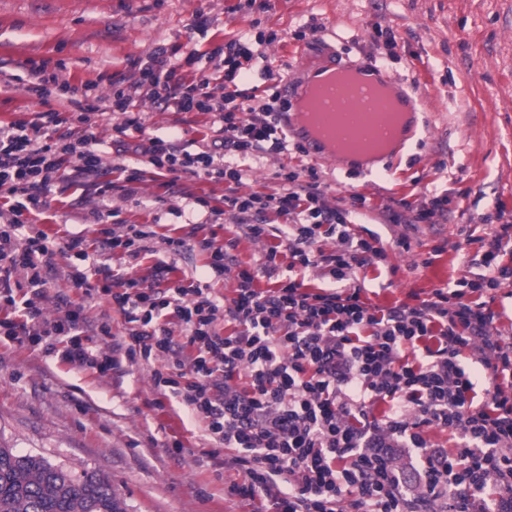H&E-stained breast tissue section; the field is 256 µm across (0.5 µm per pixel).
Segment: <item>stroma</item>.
I'll return each mask as SVG.
<instances>
[{
    "label": "stroma",
    "instance_id": "obj_1",
    "mask_svg": "<svg viewBox=\"0 0 512 512\" xmlns=\"http://www.w3.org/2000/svg\"><path fill=\"white\" fill-rule=\"evenodd\" d=\"M0 0V60L9 81H0V123L35 121L42 106L30 89L29 68L47 62L69 82L70 93H110L101 74L132 76L133 64L159 49L177 59L191 50L203 57L184 67L211 74L205 52L248 31L272 36L262 45L273 76L302 80L308 66L327 56L336 62L374 58L391 76L426 101L427 126L388 173L349 171L342 162L317 169L327 195L359 193L371 205L373 231L385 242L388 259L360 269L367 303L381 308L411 306L435 289L478 272L471 244L455 250L463 234L491 238L498 224L484 214L503 207L512 213V0ZM207 25H200V18ZM392 29L394 48L376 28ZM147 134L166 136L180 128L183 141L213 140L218 128L210 114L163 112L137 101ZM310 159L297 149L254 164L244 192L271 186L280 167L299 168ZM448 195V214L437 224L384 223L381 211L400 200L424 201L428 191ZM207 199L189 211L186 193ZM224 186L189 174L146 177L135 193L102 198L58 183L38 218L44 230L65 243L71 233L94 238L96 224L153 225L159 239L138 274L156 262L174 268L173 279H210L216 294L232 298V275L210 278L199 248L173 255L160 239L184 233L190 218L213 222L217 241L238 239L235 262L258 267L267 243L242 237L229 215H211ZM407 237L409 249L395 241ZM153 365L125 363L122 373L101 378L56 364L27 350L0 348V444L20 455L41 454L76 472L107 477L128 512H251L250 502L229 492L236 470L216 475L207 464L209 444L198 437L197 421L172 400L155 406ZM191 446L176 458L172 440Z\"/></svg>",
    "mask_w": 512,
    "mask_h": 512
}]
</instances>
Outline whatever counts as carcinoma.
I'll use <instances>...</instances> for the list:
<instances>
[{"instance_id":"1","label":"carcinoma","mask_w":512,"mask_h":512,"mask_svg":"<svg viewBox=\"0 0 512 512\" xmlns=\"http://www.w3.org/2000/svg\"><path fill=\"white\" fill-rule=\"evenodd\" d=\"M0 512H127L112 484L0 445Z\"/></svg>"}]
</instances>
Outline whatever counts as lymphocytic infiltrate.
I'll list each match as a JSON object with an SVG mask.
<instances>
[{
    "label": "lymphocytic infiltrate",
    "instance_id": "f902f5d3",
    "mask_svg": "<svg viewBox=\"0 0 512 512\" xmlns=\"http://www.w3.org/2000/svg\"><path fill=\"white\" fill-rule=\"evenodd\" d=\"M224 74L182 75L198 60L164 53L141 61L135 78L108 76V96L72 105L82 123L104 112L125 114L111 139L122 177L106 180L94 132L61 133L68 118L48 108L34 123L0 124V347L24 349L72 370L109 376L124 361L154 365L159 395L173 398L201 424L204 440L232 452L216 468L241 472L232 494L255 512H512V342L495 336L498 318L482 293L512 282V222L484 215L499 232L479 244L481 273L437 289L415 306H373L357 272L386 250L375 233L356 231L365 196L328 197L316 167L280 169L272 192H241L251 162L288 149L278 95L251 99L234 83L255 60L249 36L214 47ZM161 111L213 115L219 146L182 145L178 132L147 136L136 100ZM141 143L127 141L128 132ZM188 173L224 185V211L253 240L270 247L259 268H233L237 239L217 242L205 223L167 236L169 253L197 246L214 276L233 273L231 302L208 283L171 278L158 263L134 272L156 233L149 224L104 229L98 241L71 234L57 247L34 219L52 186L64 180L103 196L131 193L148 171ZM336 241L334 248L324 238ZM75 265L74 296H59L62 314L44 317L41 300L57 285L58 256ZM121 254L127 267H114ZM318 270L331 283L310 289L298 274ZM275 279L262 291L259 277ZM108 300L129 329L113 335L84 311ZM231 331L220 334L217 325ZM107 338L99 347V338ZM493 380L477 393L470 373ZM448 433L454 449L434 447L428 430ZM417 450L420 462L397 468L395 451Z\"/></svg>",
    "mask_w": 512,
    "mask_h": 512
}]
</instances>
